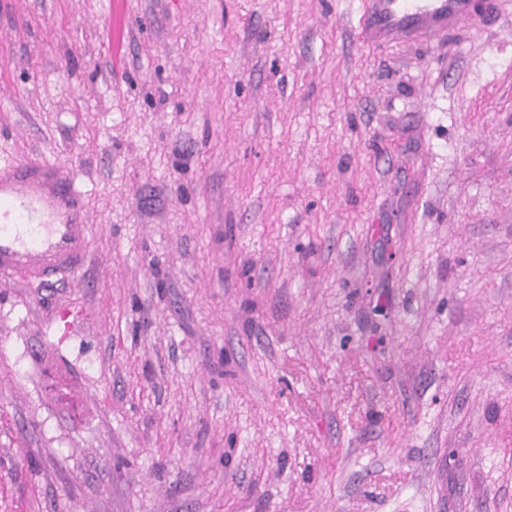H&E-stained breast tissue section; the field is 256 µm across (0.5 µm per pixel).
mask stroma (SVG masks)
Returning <instances> with one entry per match:
<instances>
[{"instance_id": "1", "label": "stroma", "mask_w": 512, "mask_h": 512, "mask_svg": "<svg viewBox=\"0 0 512 512\" xmlns=\"http://www.w3.org/2000/svg\"><path fill=\"white\" fill-rule=\"evenodd\" d=\"M0 0V159L80 283L0 280V512H512V0ZM475 1L367 0L359 19L360 34L378 46L444 36L475 19ZM55 180L64 183L57 187ZM80 194L76 178H63L53 165L35 167L13 159L0 167L1 278L26 268L73 278L82 272L79 261L89 248L91 224H84L74 209Z\"/></svg>"}]
</instances>
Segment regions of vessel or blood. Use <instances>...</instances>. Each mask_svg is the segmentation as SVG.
<instances>
[{"mask_svg":"<svg viewBox=\"0 0 512 512\" xmlns=\"http://www.w3.org/2000/svg\"><path fill=\"white\" fill-rule=\"evenodd\" d=\"M498 8V0H365L359 30L374 45L407 43ZM80 194L76 178H62L57 167L14 160L0 167L1 277L26 268L80 274L91 231L74 209Z\"/></svg>","mask_w":512,"mask_h":512,"instance_id":"obj_1","label":"vessel or blood"}]
</instances>
